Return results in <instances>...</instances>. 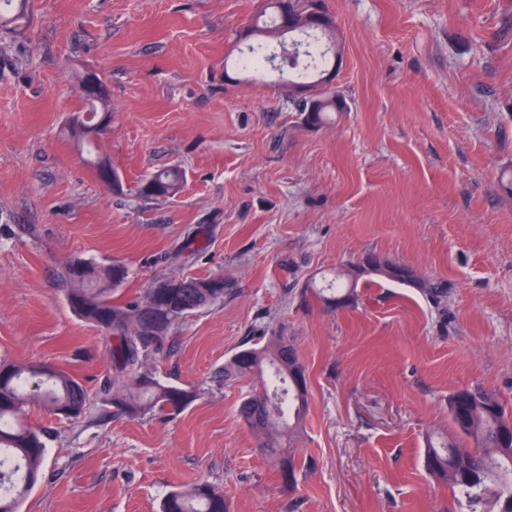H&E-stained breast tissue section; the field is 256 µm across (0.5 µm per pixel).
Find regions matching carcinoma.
<instances>
[{
    "mask_svg": "<svg viewBox=\"0 0 512 512\" xmlns=\"http://www.w3.org/2000/svg\"><path fill=\"white\" fill-rule=\"evenodd\" d=\"M31 0H0V27L24 18ZM319 0H267L250 18L244 36L254 44L241 53L236 65L244 72L259 73L275 61L273 43L298 33L306 46V62L288 71V92L306 123L322 126L342 110L336 92L326 88L330 65L339 56L336 24L325 12L317 13ZM80 111L90 109L111 118L110 93L95 95L79 89ZM98 178L100 166L111 162L100 153L99 140L67 130ZM185 172L177 165L147 173L138 183L139 196L167 200L183 188ZM206 245L195 230L184 240L181 251L198 254ZM128 269L114 262L101 266L74 259L65 263V298L82 319L105 332L110 340L111 369L100 387L102 401L131 416L172 414L187 408L195 390L164 384L142 371L143 358L164 350L170 329L181 319L202 308L224 301V277H185L177 288H147L132 300L118 301L115 294L127 278ZM364 275L350 264L346 273L329 284L334 304L350 302ZM420 289L436 302L446 295L443 282L400 281ZM252 377L255 386L240 408V416L258 437L261 453L279 462L284 483L296 481L295 458L288 455L307 404L306 370L293 345L284 336H268L264 344L246 346L224 365V381ZM37 398L54 414L79 416L86 403L83 385L69 373L46 365L0 363V453L16 463L14 473L0 484V512H19L20 502L40 481L46 448L40 432L22 420L25 407ZM451 433L439 441L427 440L424 460L429 475L441 479L453 491L477 503L490 496L500 504L499 512H512V442L504 443V432L512 428V414L497 397L479 386L458 389L448 400ZM161 512H230L224 494L199 482L170 491Z\"/></svg>",
    "mask_w": 512,
    "mask_h": 512,
    "instance_id": "1",
    "label": "carcinoma"
}]
</instances>
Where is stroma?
Instances as JSON below:
<instances>
[{"label": "stroma", "instance_id": "stroma-1", "mask_svg": "<svg viewBox=\"0 0 512 512\" xmlns=\"http://www.w3.org/2000/svg\"><path fill=\"white\" fill-rule=\"evenodd\" d=\"M260 0H33L0 30V361L77 378L85 411L30 403L46 444L21 512H159L200 480L231 512H439L448 488L423 468L449 430L448 398L479 386L512 410V0H322L343 110L305 123L285 88L225 70ZM110 89L103 184L62 128L78 80ZM177 165L181 192H134ZM206 225L204 251L178 253ZM445 283L442 304L383 279L331 307L322 276L368 253ZM122 262L118 296L159 277H224L223 303L169 332L144 369L194 387L177 415L103 403L107 339L64 297L61 267ZM279 333L307 370L308 414L284 485L224 380L243 344Z\"/></svg>", "mask_w": 512, "mask_h": 512}]
</instances>
